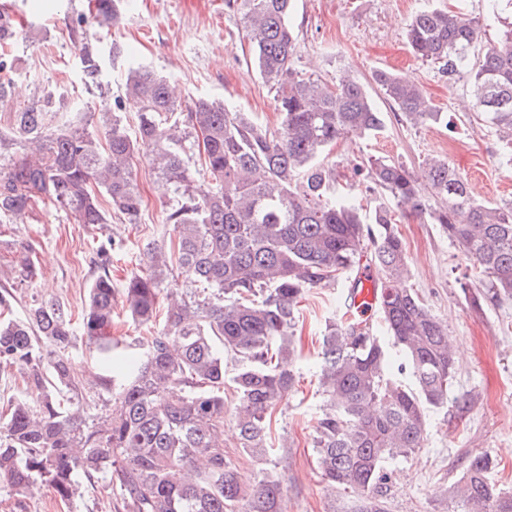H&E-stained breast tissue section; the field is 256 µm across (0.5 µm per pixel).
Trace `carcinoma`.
I'll return each instance as SVG.
<instances>
[{
    "mask_svg": "<svg viewBox=\"0 0 512 512\" xmlns=\"http://www.w3.org/2000/svg\"><path fill=\"white\" fill-rule=\"evenodd\" d=\"M118 0H94L92 14L118 18ZM240 17L251 59L273 93L279 125L271 130L245 112L206 99L178 111L167 81L147 67L130 71L125 93L141 102L135 134L118 113H100L103 138L89 130V106L63 100L73 117L53 123L47 98L14 112L18 148L0 169V218L50 204L79 224H105L114 213L140 223L136 168L140 147L172 194L159 238L147 243L142 268L122 289L130 319L152 329L130 358L106 340L115 288L105 272L90 287L82 314L86 345L110 375L73 374V313L58 300L32 304L23 320L0 322V365L22 371L42 392L0 410V479L18 493L42 485L64 501L75 476L108 475L126 512H283L286 486L267 466L271 418L297 382L294 330L305 292L342 286L344 300L325 320L320 388L324 408L313 432L323 480L351 491L357 512H386L391 466L424 447L428 411L448 407L455 361L448 329L407 288L410 269L397 212L425 215L462 249L485 288L460 283L481 311L512 299V201L475 197L447 161L418 170L393 159L353 167L369 190L394 203L369 211L340 189L325 152L353 133L375 136L382 112L367 87L331 85L294 68L292 0H224ZM512 0H486L478 15L427 7L406 23L411 52L464 81L472 108L501 143L512 166ZM500 32L483 40L486 28ZM481 56L471 59L476 46ZM81 63L99 73L85 44ZM12 62L0 54V101ZM382 97L414 126L448 124V115L417 85L388 70L372 75ZM213 181L200 191L190 162ZM376 272L378 325L348 318L362 268ZM179 273L186 287L162 288ZM234 373L226 376L224 354ZM90 385L108 394L104 415L87 416ZM232 426L238 448L224 449ZM262 467L244 473L241 460ZM491 457H468L450 487L454 512H512V495L491 480Z\"/></svg>",
    "mask_w": 512,
    "mask_h": 512,
    "instance_id": "obj_1",
    "label": "carcinoma"
}]
</instances>
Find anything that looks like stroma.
I'll return each mask as SVG.
<instances>
[{"label": "stroma", "mask_w": 512, "mask_h": 512, "mask_svg": "<svg viewBox=\"0 0 512 512\" xmlns=\"http://www.w3.org/2000/svg\"><path fill=\"white\" fill-rule=\"evenodd\" d=\"M90 0H0L11 21L7 39L12 96L0 103V135L9 136L16 106L67 93L92 111L121 101L120 115L135 128L138 103L124 94L130 67L142 65L164 77L189 109L204 98L248 113L257 123L278 125L273 96L251 67L249 47L236 16L224 0H122L116 24H100L89 13ZM425 0H295L292 16L299 31L294 66L302 75L338 83L341 77L367 82L373 71L390 69L421 84L450 124L413 126L385 101L377 106L385 128L375 136H351L327 157L346 177V193L368 198L367 182L352 168L369 157H385L418 169L432 156L445 158L489 201L512 200V167L499 160L494 130L474 118L470 86L448 82L437 65L416 58L404 36L406 20ZM97 49L102 70L88 79L79 42ZM144 199L140 223L118 219L87 226L50 205L0 222V290L13 295L10 315L24 319L36 300L58 299L81 315L97 275L92 249L116 241L110 273L115 289L141 268L142 250L163 222L166 197L147 162L137 166ZM408 253L410 286L448 328L455 346L456 374L451 407L430 411L423 448L399 464L387 499V512H448V487L468 456L485 452L493 462L492 481L512 492V299L477 312L463 298L459 281L470 270L459 246L429 219L409 216L399 224ZM31 257L39 276L22 283L17 267ZM338 291L311 289L302 300L295 332L299 382L274 413L270 446L273 463L286 479L284 512H353L352 493L330 486L319 474L311 445L322 413L319 392L320 335L336 308ZM110 480H79L76 496L62 501L47 486L19 494L0 481V512H117Z\"/></svg>", "instance_id": "obj_1"}]
</instances>
